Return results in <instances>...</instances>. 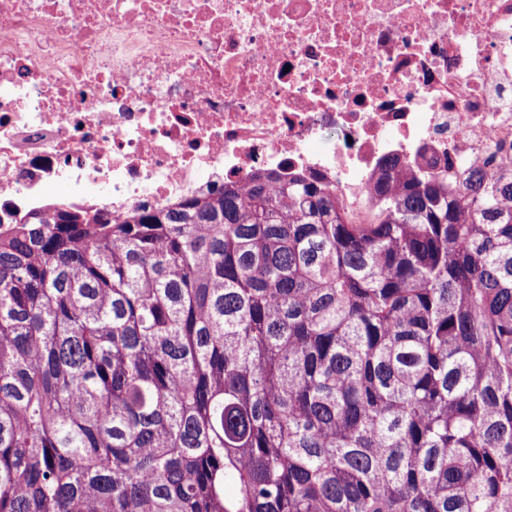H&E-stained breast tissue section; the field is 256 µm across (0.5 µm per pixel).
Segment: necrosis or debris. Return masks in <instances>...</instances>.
Masks as SVG:
<instances>
[{
    "instance_id": "1",
    "label": "necrosis or debris",
    "mask_w": 512,
    "mask_h": 512,
    "mask_svg": "<svg viewBox=\"0 0 512 512\" xmlns=\"http://www.w3.org/2000/svg\"><path fill=\"white\" fill-rule=\"evenodd\" d=\"M389 159L512 176V0H0L2 230L254 170L359 221Z\"/></svg>"
}]
</instances>
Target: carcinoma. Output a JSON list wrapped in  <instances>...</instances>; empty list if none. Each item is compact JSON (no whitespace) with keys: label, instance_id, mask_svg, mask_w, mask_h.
Here are the masks:
<instances>
[{"label":"carcinoma","instance_id":"cac0c4a2","mask_svg":"<svg viewBox=\"0 0 512 512\" xmlns=\"http://www.w3.org/2000/svg\"><path fill=\"white\" fill-rule=\"evenodd\" d=\"M376 194L0 232V512H512V180Z\"/></svg>","mask_w":512,"mask_h":512}]
</instances>
